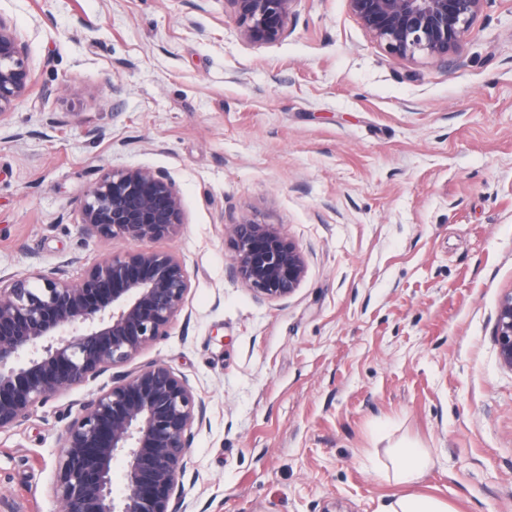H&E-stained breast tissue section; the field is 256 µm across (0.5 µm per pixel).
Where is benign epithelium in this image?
<instances>
[{"mask_svg": "<svg viewBox=\"0 0 512 512\" xmlns=\"http://www.w3.org/2000/svg\"><path fill=\"white\" fill-rule=\"evenodd\" d=\"M242 37L281 39L295 0H230ZM485 0H348L360 26L391 55L456 54ZM24 48L0 22V115L32 85ZM182 223L181 199L163 174L143 168L104 173L80 205L82 231L101 241L162 239ZM233 272L262 298L292 294L305 275L297 244L270 225H232ZM190 289L184 260L165 252L110 253L72 282L58 270L0 276V430L52 397L128 363L169 334ZM495 340L512 369V292L499 305ZM206 405L169 366L112 377V385L64 428L53 490L62 512H178L191 429ZM122 457L125 485L112 489Z\"/></svg>", "mask_w": 512, "mask_h": 512, "instance_id": "obj_1", "label": "benign epithelium"}]
</instances>
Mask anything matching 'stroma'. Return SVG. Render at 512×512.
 Segmentation results:
<instances>
[{
    "label": "stroma",
    "instance_id": "35a3bbf8",
    "mask_svg": "<svg viewBox=\"0 0 512 512\" xmlns=\"http://www.w3.org/2000/svg\"><path fill=\"white\" fill-rule=\"evenodd\" d=\"M30 94L0 117V275L106 252L184 259L170 366L207 403L181 512H377L403 493L388 452L418 444L414 491L512 512V0H485L448 62L388 54L347 0H296L270 44L230 0H0ZM166 175L167 239L101 242L80 203L111 169ZM294 240L299 287L265 300L231 273L232 223ZM110 374L0 430V512H61L62 433ZM495 340L500 361L512 369V292L507 294L499 305Z\"/></svg>",
    "mask_w": 512,
    "mask_h": 512
}]
</instances>
